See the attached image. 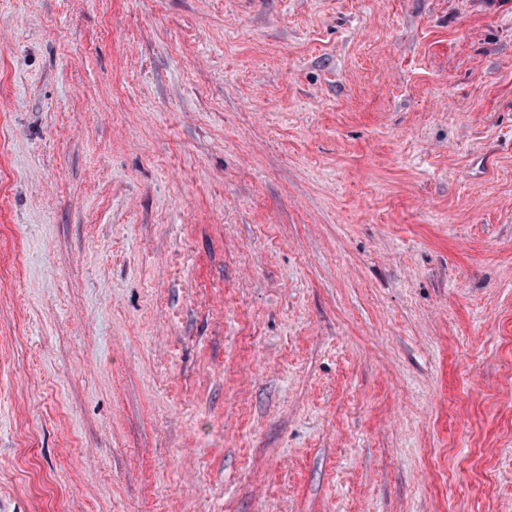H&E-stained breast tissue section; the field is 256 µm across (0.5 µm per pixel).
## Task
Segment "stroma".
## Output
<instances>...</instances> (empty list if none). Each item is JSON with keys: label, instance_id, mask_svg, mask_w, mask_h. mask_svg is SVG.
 Instances as JSON below:
<instances>
[{"label": "stroma", "instance_id": "obj_1", "mask_svg": "<svg viewBox=\"0 0 512 512\" xmlns=\"http://www.w3.org/2000/svg\"><path fill=\"white\" fill-rule=\"evenodd\" d=\"M0 512H512V0H0Z\"/></svg>", "mask_w": 512, "mask_h": 512}]
</instances>
